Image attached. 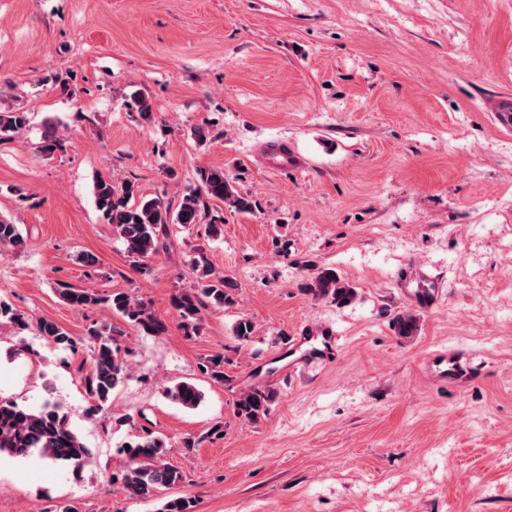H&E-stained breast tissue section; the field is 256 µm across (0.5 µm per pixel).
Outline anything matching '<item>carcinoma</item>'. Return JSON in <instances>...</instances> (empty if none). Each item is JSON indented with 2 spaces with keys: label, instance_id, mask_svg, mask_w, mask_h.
Listing matches in <instances>:
<instances>
[{
  "label": "carcinoma",
  "instance_id": "1",
  "mask_svg": "<svg viewBox=\"0 0 512 512\" xmlns=\"http://www.w3.org/2000/svg\"><path fill=\"white\" fill-rule=\"evenodd\" d=\"M27 123V114L14 105L0 108V141L11 139V134ZM199 187L183 196L177 206L161 197H137L131 182H116L110 176H99L94 182L95 205L112 231L122 241L125 251L136 263H145L160 249L168 237L171 224H197L205 199L222 202L227 208L247 213L252 210V200L233 188L224 175V169L200 167L196 171ZM26 239L19 225L0 218V248L20 250ZM196 271L193 288L176 297V308L184 328H196L201 310L209 305L222 307L228 300L229 282L211 267L203 250L191 258ZM308 289L316 296L329 297L339 305L351 303L356 290L341 279L332 268H320L313 273ZM60 296L69 305L91 310L100 305L112 310L145 335L162 336L168 333V324L154 316L143 302L127 292H114L101 296L94 290L60 284ZM395 330L401 336H410L417 330V320L411 314L395 319ZM38 335L46 339L57 351H76L75 339L59 324L47 319L36 321ZM91 371L86 386L91 397L99 404L107 403L113 391L128 378V365L114 345L111 335L102 330L93 333ZM203 372L217 383L224 382V358L214 356L205 362ZM165 396L187 410L197 408L204 395L191 382H179L165 390ZM273 393L253 388L241 393L236 403L238 415L253 422L265 415ZM130 464L120 474L128 495L148 497L162 488L180 483L181 472L165 461V440L148 432L135 435L126 442ZM27 458L35 453L53 464H65L80 469L92 458V450L70 426L68 416L59 403L47 400L38 410H32L15 400L0 398V454Z\"/></svg>",
  "mask_w": 512,
  "mask_h": 512
}]
</instances>
